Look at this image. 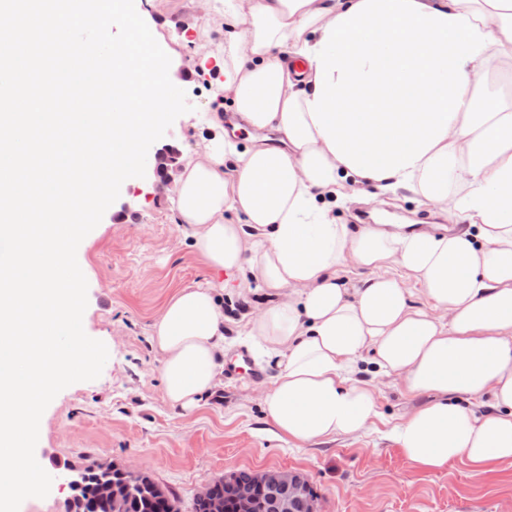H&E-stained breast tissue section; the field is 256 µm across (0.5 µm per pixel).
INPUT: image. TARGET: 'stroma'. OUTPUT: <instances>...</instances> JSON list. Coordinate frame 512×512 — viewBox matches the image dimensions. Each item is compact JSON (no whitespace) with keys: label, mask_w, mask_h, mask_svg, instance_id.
Segmentation results:
<instances>
[{"label":"stroma","mask_w":512,"mask_h":512,"mask_svg":"<svg viewBox=\"0 0 512 512\" xmlns=\"http://www.w3.org/2000/svg\"><path fill=\"white\" fill-rule=\"evenodd\" d=\"M135 8L170 57L169 77L192 107L161 142L183 156L201 154L213 115L228 127L235 121L230 109H216L214 87L201 76L224 58V0H135ZM174 195V186L158 189L150 173L122 185L78 247L88 282L83 328L109 344V358L97 379L68 386L44 411L35 457L47 473L113 461L148 473L183 512L212 479L267 467L306 474L322 512H512V466L477 474L456 462L430 472L406 460L389 430L414 401L398 387L381 385L380 416L365 433L299 447L272 434L247 367L224 377L196 411L173 409L163 396L151 325L176 289L207 276ZM267 299L252 288L225 298L228 335L245 331L250 310Z\"/></svg>","instance_id":"1"}]
</instances>
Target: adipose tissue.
<instances>
[{"label": "adipose tissue", "instance_id": "adipose-tissue-1", "mask_svg": "<svg viewBox=\"0 0 512 512\" xmlns=\"http://www.w3.org/2000/svg\"><path fill=\"white\" fill-rule=\"evenodd\" d=\"M224 24L215 95L250 144L215 118V148L178 176L211 278L151 326L166 401L190 411L216 388L224 291L253 285L274 295L244 336L276 366L279 438L364 431L390 378L418 401L391 430L416 467L511 462L512 107L490 88L512 65V0H224ZM355 185L461 222L337 223Z\"/></svg>", "mask_w": 512, "mask_h": 512}]
</instances>
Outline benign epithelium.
Masks as SVG:
<instances>
[{
	"instance_id": "obj_1",
	"label": "benign epithelium",
	"mask_w": 512,
	"mask_h": 512,
	"mask_svg": "<svg viewBox=\"0 0 512 512\" xmlns=\"http://www.w3.org/2000/svg\"><path fill=\"white\" fill-rule=\"evenodd\" d=\"M179 152L166 145L154 157L156 184L166 185L171 173L178 169ZM217 480L206 483L194 496L193 504H203L210 512H223L224 505L215 497ZM311 483L300 471L288 468H267L251 473V486L233 498V512H295L296 502L308 494Z\"/></svg>"
}]
</instances>
